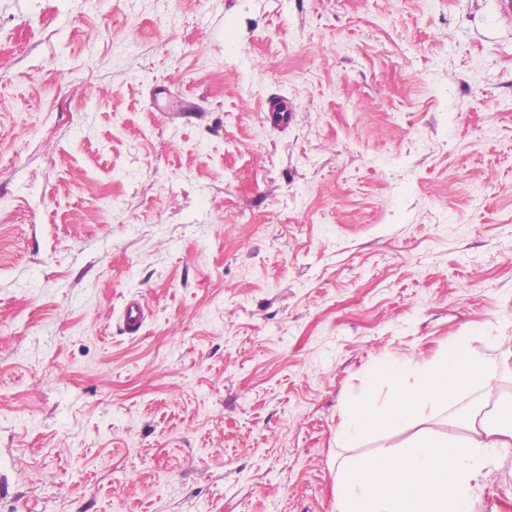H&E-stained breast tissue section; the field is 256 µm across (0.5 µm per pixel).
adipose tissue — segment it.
Segmentation results:
<instances>
[{
  "label": "adipose tissue",
  "mask_w": 512,
  "mask_h": 512,
  "mask_svg": "<svg viewBox=\"0 0 512 512\" xmlns=\"http://www.w3.org/2000/svg\"><path fill=\"white\" fill-rule=\"evenodd\" d=\"M494 374L452 337L434 358H386L348 399L337 441L354 447L408 420L450 409L469 390L493 394ZM463 439L424 433L399 449L344 457L336 482L338 512H474V490L496 448L512 447V397L475 411Z\"/></svg>",
  "instance_id": "obj_1"
}]
</instances>
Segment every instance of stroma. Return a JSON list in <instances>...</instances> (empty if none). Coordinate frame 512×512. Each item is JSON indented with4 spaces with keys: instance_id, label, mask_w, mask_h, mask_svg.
<instances>
[{
    "instance_id": "obj_1",
    "label": "stroma",
    "mask_w": 512,
    "mask_h": 512,
    "mask_svg": "<svg viewBox=\"0 0 512 512\" xmlns=\"http://www.w3.org/2000/svg\"><path fill=\"white\" fill-rule=\"evenodd\" d=\"M456 334L512 393L497 0H0V512H337L347 400ZM146 320V309L137 298H131L124 303L122 322L126 333L137 334Z\"/></svg>"
}]
</instances>
